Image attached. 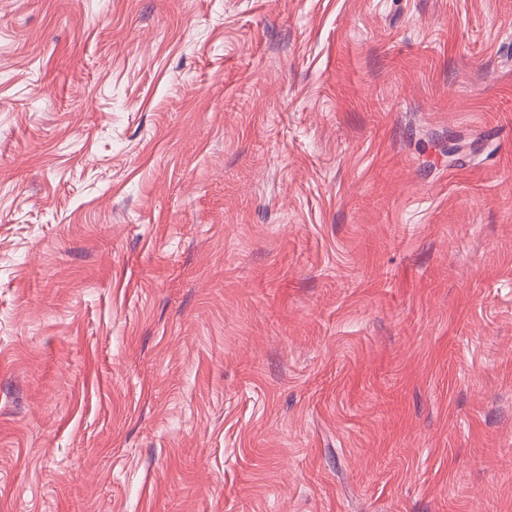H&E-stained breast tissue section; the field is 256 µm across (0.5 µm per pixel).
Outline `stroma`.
I'll use <instances>...</instances> for the list:
<instances>
[{
  "label": "stroma",
  "instance_id": "stroma-1",
  "mask_svg": "<svg viewBox=\"0 0 512 512\" xmlns=\"http://www.w3.org/2000/svg\"><path fill=\"white\" fill-rule=\"evenodd\" d=\"M0 512H512V0H0Z\"/></svg>",
  "mask_w": 512,
  "mask_h": 512
}]
</instances>
